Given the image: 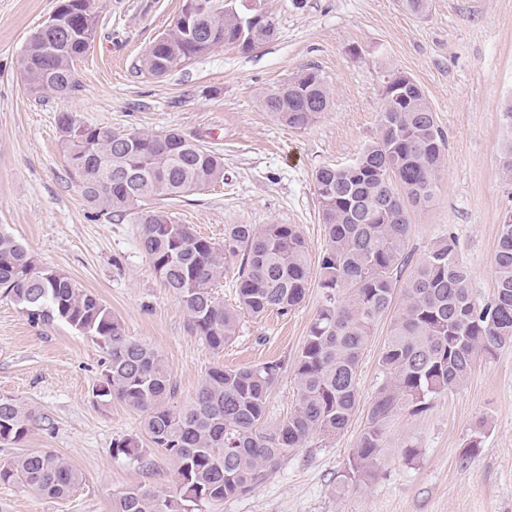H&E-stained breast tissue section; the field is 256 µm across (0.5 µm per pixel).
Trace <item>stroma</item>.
<instances>
[{
    "instance_id": "stroma-1",
    "label": "stroma",
    "mask_w": 512,
    "mask_h": 512,
    "mask_svg": "<svg viewBox=\"0 0 512 512\" xmlns=\"http://www.w3.org/2000/svg\"><path fill=\"white\" fill-rule=\"evenodd\" d=\"M276 29L250 53L221 45L163 77L144 72L146 49L172 25L183 0H92L95 40L75 64L68 97L26 93L19 64L26 39L58 0H0V225L32 251L38 267L91 291L125 333L164 358L189 403L211 368L290 360L322 305L311 286L299 308L242 315L238 335L213 353L188 329L180 301L162 287L138 243L136 225L95 213L81 193L57 129L62 112L115 131L172 128L224 157L222 182L164 209L220 242L231 224H295L318 259L324 246L314 174L355 160L379 133L385 76L400 72L425 91L448 138L432 202L412 209L409 248L427 252L456 237L475 295L490 300L498 225L512 208L502 168L512 97V0H430L421 17L399 0H263ZM315 68L331 108L303 129L281 125L263 107L302 69ZM392 316L377 324L360 362L359 405L338 436H313L251 491L202 512H512V347L478 359L460 385L428 409L395 412L372 480L349 479L350 459L386 375L379 365ZM107 362L103 347L65 324L36 326L0 295V394L39 416L0 460L50 449L82 480L66 498L0 484V512H112V495L139 484L174 490V468L153 454L146 472L112 444L139 432L142 416L119 400L100 404L92 387ZM477 454H468L472 436Z\"/></svg>"
}]
</instances>
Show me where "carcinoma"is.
I'll use <instances>...</instances> for the list:
<instances>
[{"label": "carcinoma", "mask_w": 512, "mask_h": 512, "mask_svg": "<svg viewBox=\"0 0 512 512\" xmlns=\"http://www.w3.org/2000/svg\"><path fill=\"white\" fill-rule=\"evenodd\" d=\"M236 9L203 15L198 33L240 42ZM168 40L146 52L141 68L162 77L205 54L172 27ZM87 38L61 28L30 33L20 61L26 91L64 97L76 86L74 64ZM294 77L264 99L274 119L307 127L331 106L324 79ZM402 100L382 97L379 134L351 163L322 166L314 176L325 227L318 287L325 301L292 363L280 360L212 368L194 399L179 410L168 367L149 345L125 334L112 310L67 275L39 269L32 254L0 227V290L34 325L64 323L97 340L108 355L92 390L96 402L117 399L142 415L140 433L113 444L112 455L151 466L160 453L175 468L178 496L157 485L112 495V512H194L249 492L290 452L314 435L335 437L359 404L358 372L377 321L401 296L380 366L378 390L352 454V476L371 478L384 447L386 421L403 404L425 411L430 400L462 383L480 356L512 346V210L498 228L494 252L496 288L491 300L474 296L471 273L453 233L436 239L422 256L408 250L410 209L428 205L447 156V137L424 90L411 80ZM57 126L82 194L97 213L138 225L139 244L156 275L186 312L190 332L220 353L238 329L239 311L260 316L296 309L310 286V254L294 224H231L224 242L199 235L158 202L182 197L224 180V158L171 129L113 131L61 112ZM408 277H403L406 268ZM236 270L238 308L214 298L213 288ZM292 370L297 408L268 425L266 400L284 369ZM38 415L11 396H0V442L19 443ZM81 474L48 451L0 461V483H17L51 498H65Z\"/></svg>", "instance_id": "obj_1"}]
</instances>
